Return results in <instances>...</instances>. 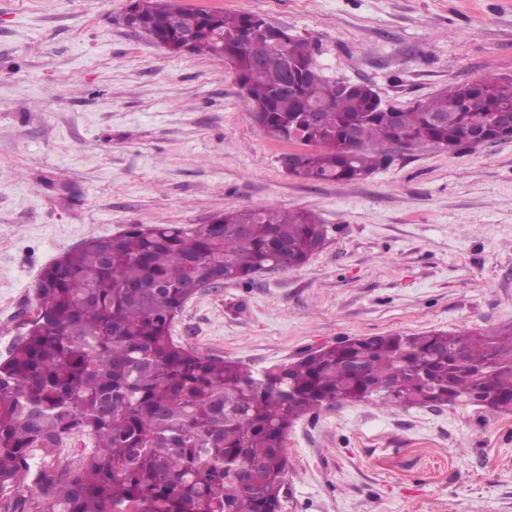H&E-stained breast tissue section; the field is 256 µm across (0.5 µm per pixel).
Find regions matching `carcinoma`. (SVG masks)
Masks as SVG:
<instances>
[{"instance_id":"cac0c4a2","label":"carcinoma","mask_w":512,"mask_h":512,"mask_svg":"<svg viewBox=\"0 0 512 512\" xmlns=\"http://www.w3.org/2000/svg\"><path fill=\"white\" fill-rule=\"evenodd\" d=\"M175 55L232 60L242 108L267 137L296 133L288 176L360 182L403 139L450 151L497 142L512 76L491 73L400 108L367 84L325 77L308 42L257 14L134 0ZM254 20L261 40L244 41ZM325 104L314 126L307 109ZM328 240L311 210L230 208L205 224H133L92 238L42 274L0 361V512H283L286 440L325 405H452L512 413V328L352 338L263 370L201 355L171 327L193 287L303 265ZM89 436L77 466L54 455Z\"/></svg>"}]
</instances>
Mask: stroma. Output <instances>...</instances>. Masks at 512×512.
I'll use <instances>...</instances> for the list:
<instances>
[{
  "label": "stroma",
  "instance_id": "35a3bbf8",
  "mask_svg": "<svg viewBox=\"0 0 512 512\" xmlns=\"http://www.w3.org/2000/svg\"><path fill=\"white\" fill-rule=\"evenodd\" d=\"M254 13L305 38L323 74L412 105L512 75V0H181ZM124 0H0V357L43 270L131 224L228 208L315 212L301 267L205 288L177 342L260 370L353 337L512 326V140L383 145L361 182L280 164L221 60L124 26ZM284 512H512V414L466 403L323 407L288 433Z\"/></svg>",
  "mask_w": 512,
  "mask_h": 512
}]
</instances>
